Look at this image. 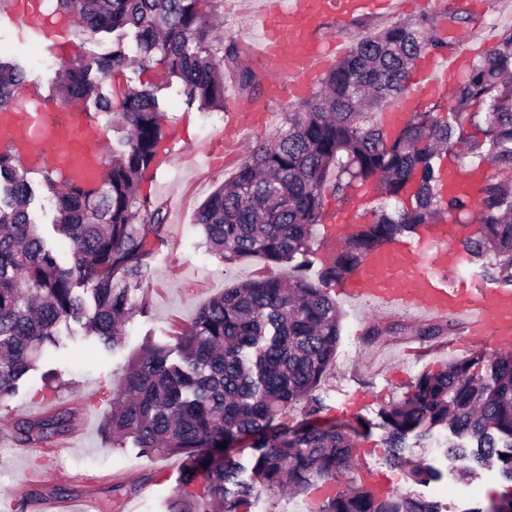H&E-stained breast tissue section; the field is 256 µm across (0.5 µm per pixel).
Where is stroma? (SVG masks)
<instances>
[{"label": "stroma", "instance_id": "stroma-1", "mask_svg": "<svg viewBox=\"0 0 512 512\" xmlns=\"http://www.w3.org/2000/svg\"><path fill=\"white\" fill-rule=\"evenodd\" d=\"M389 9L374 14H354L350 26L339 29L324 21L326 30L353 47L367 35L397 20H410L416 13L402 0H391ZM457 14L446 19L445 31L451 44L462 46L471 62H479L487 46L496 44L500 35L512 29V0H489L485 10L466 8V0H448ZM263 0H216L218 32L225 41L235 42L244 59L253 61V43L262 39L255 18ZM0 57L22 63L27 79L36 83L41 94H48L56 77L61 58L49 46L36 44L9 21L8 5L0 6ZM272 119L267 126L248 132L249 145L268 141L283 128L289 112L299 104L288 88L264 85ZM165 128L178 129L179 140L171 145L173 164L157 170L151 181L143 183L142 193L164 203L168 213L169 235L153 263V273L144 290L150 299L147 314L134 316L126 326L120 349L107 352L94 338L85 334L82 323L61 324L67 348L62 358L42 360L38 370L26 382L23 393L9 401L0 416V503H22L32 488L47 493L64 486L75 499H91L102 512H164V505L175 490L181 474L178 456H142L133 448H114L106 444L102 417L112 400V383L125 369L129 359L145 340L159 344L187 328L199 307L224 288L242 281L284 276L287 268L259 257L224 260L210 253L204 233L195 222L200 204L218 186L232 179L244 159L243 154H225L222 163L207 165L205 153L218 149L224 132V113L200 110L187 105L180 83L163 92ZM36 199L32 218L49 244L62 258H69L70 247L54 226L58 220L51 195L43 188L40 175H32ZM342 311L341 336L326 378L317 389L325 404L326 420H363L369 433L361 439L359 450L367 471L393 483L397 489L440 501L443 512H483L492 499L512 493V484L504 482L498 471L482 469L461 480L449 475L429 486H408L400 468L385 462L382 416L400 400L422 374L439 370L460 359V351L450 347L449 337L431 342L399 341L390 337L372 338L373 328L395 323H423V315L404 312H379L364 305L337 297ZM55 370L57 377L52 394L42 389L41 374ZM70 407L78 412L75 432L56 437L52 447L61 451L67 476L59 479L46 475L44 482L31 486L25 471L31 467L25 450L16 445L9 429L14 419L33 418L46 411V402Z\"/></svg>", "mask_w": 512, "mask_h": 512}]
</instances>
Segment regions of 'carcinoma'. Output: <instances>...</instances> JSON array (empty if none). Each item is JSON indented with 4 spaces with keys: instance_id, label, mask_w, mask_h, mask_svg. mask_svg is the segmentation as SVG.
I'll use <instances>...</instances> for the list:
<instances>
[{
    "instance_id": "carcinoma-1",
    "label": "carcinoma",
    "mask_w": 512,
    "mask_h": 512,
    "mask_svg": "<svg viewBox=\"0 0 512 512\" xmlns=\"http://www.w3.org/2000/svg\"><path fill=\"white\" fill-rule=\"evenodd\" d=\"M207 0H55L57 18H75L85 39L114 33L112 51L76 54L58 69L53 93L36 94L32 108L52 102L69 112L94 100L116 117L112 150L101 159V180L68 183L42 167L70 243L60 260L29 217L31 167L13 146L0 147V406L19 391L43 352L60 348L61 323H83L106 348L122 344V327L148 307L132 295L149 276L168 235L164 206L140 186L157 167L165 112L159 87L126 89V30L135 33L138 64L161 79L181 81L188 104L224 108V73L243 95L261 99L262 77L217 35ZM444 11L396 21L359 40L326 75L321 92L288 113V127L249 150L228 184L201 204L196 222L210 249L229 260L259 256L288 264V277L249 281L203 304L170 345L147 341L113 385L102 430L112 447L132 443L143 455H178L182 471L166 512H250L262 495H307L336 488L314 512H442L409 491L380 496L351 476L362 431L341 421L321 422L317 387L335 360L341 310L328 285L350 274L371 252L447 217L465 223L467 194L442 191L448 156L459 150L507 174L477 187L478 231L462 250L481 264V276L512 290V30L455 86L448 104L418 106L399 129L385 127V106L408 93L412 68L426 49L448 50ZM26 69L0 60V112L15 110L14 92ZM383 204L308 275L323 223L326 192L343 202L370 180ZM84 287L85 298L77 292ZM458 324H398L387 333L432 341ZM303 419L291 426L289 412ZM72 426V414L15 420L24 448L45 446ZM436 427L455 438L445 457L495 467L512 482V350L474 353L416 379L382 417L387 463L408 481L428 484L441 472L405 454L406 439L424 440ZM242 440L251 453L228 449ZM227 443V448L220 444Z\"/></svg>"
}]
</instances>
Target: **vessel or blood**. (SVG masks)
<instances>
[{"instance_id":"vessel-or-blood-1","label":"vessel or blood","mask_w":512,"mask_h":512,"mask_svg":"<svg viewBox=\"0 0 512 512\" xmlns=\"http://www.w3.org/2000/svg\"><path fill=\"white\" fill-rule=\"evenodd\" d=\"M375 7V0H265L257 22L265 36L258 54L267 73L288 82L294 94L306 93L336 49L333 42L311 37L317 20L328 17L345 23L355 13ZM10 20L17 28L50 40L58 51L69 46L65 33L43 17L41 0H11ZM466 57V52H454L442 62L427 52L416 69L446 86L453 83ZM265 117L261 104L229 113V146L237 147L240 131L256 127ZM0 138L21 148L25 157L65 168L72 179L85 183L93 182L104 145L101 128L84 112L62 114L57 122L42 112H2ZM458 233L454 224H429L421 244L398 242L369 254L337 291L378 309L465 318L464 334L454 341L460 350L511 347L512 291L474 288L463 293L448 285L449 274L461 264Z\"/></svg>"}]
</instances>
